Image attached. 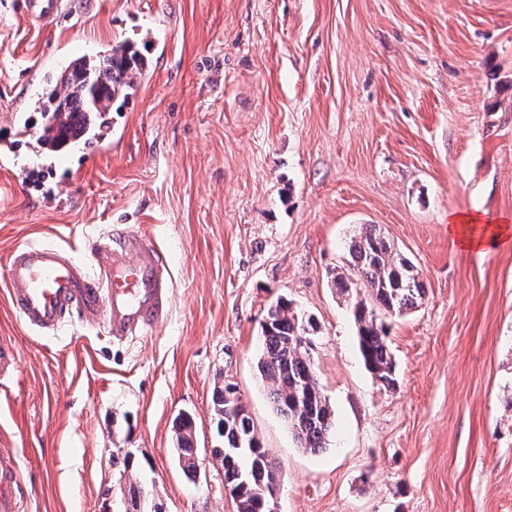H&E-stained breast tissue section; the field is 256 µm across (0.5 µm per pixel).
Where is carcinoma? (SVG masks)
Returning <instances> with one entry per match:
<instances>
[{"mask_svg": "<svg viewBox=\"0 0 512 512\" xmlns=\"http://www.w3.org/2000/svg\"><path fill=\"white\" fill-rule=\"evenodd\" d=\"M148 60L130 41L117 43L104 55L73 59L49 80L35 101L43 126L56 123L58 134L47 142L58 152L78 136L91 142L98 136L97 118L120 111L137 89ZM349 267L334 278L337 293L348 303L357 325L360 354L367 369L384 386L396 384L395 365L380 315H401L422 303L426 287L416 265L398 252L375 224H364L349 246ZM317 324L292 307L289 300L270 306L261 325L258 370L271 385L276 411L288 422L300 447L319 453L334 430V413L317 379L308 350L302 345ZM213 415L222 446L212 450L221 458L224 486L236 501L237 512H268L277 493L279 468L269 458L236 389L214 384ZM178 460L196 474L193 421L174 422Z\"/></svg>", "mask_w": 512, "mask_h": 512, "instance_id": "1", "label": "carcinoma"}]
</instances>
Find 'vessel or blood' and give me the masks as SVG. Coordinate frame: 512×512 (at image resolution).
Segmentation results:
<instances>
[{"label": "vessel or blood", "instance_id": "1", "mask_svg": "<svg viewBox=\"0 0 512 512\" xmlns=\"http://www.w3.org/2000/svg\"><path fill=\"white\" fill-rule=\"evenodd\" d=\"M27 14L54 26L63 0H22ZM18 142L0 143V172L12 180L23 176L15 157ZM95 274L60 247L28 244L12 254L7 297L21 321L40 331L60 327L67 316L105 325L122 340L152 330L162 318L168 295V271L147 238L105 237L95 242ZM21 468L12 449L0 448V512H21Z\"/></svg>", "mask_w": 512, "mask_h": 512}]
</instances>
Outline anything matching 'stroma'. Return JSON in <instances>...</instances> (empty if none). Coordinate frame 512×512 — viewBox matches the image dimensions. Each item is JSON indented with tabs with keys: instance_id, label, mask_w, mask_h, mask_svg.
I'll return each mask as SVG.
<instances>
[{
	"instance_id": "obj_1",
	"label": "stroma",
	"mask_w": 512,
	"mask_h": 512,
	"mask_svg": "<svg viewBox=\"0 0 512 512\" xmlns=\"http://www.w3.org/2000/svg\"><path fill=\"white\" fill-rule=\"evenodd\" d=\"M51 29L0 7V140L21 162L52 69L142 43L151 66L110 148L70 154L46 205L0 181V284L12 252L141 234L169 268L154 330L121 342L69 318L27 328L0 295V448L22 512H237L224 490L215 381L233 385L280 468L278 512H512V238L461 250L450 214L512 225V0H64ZM30 114L18 132L15 113ZM375 224L424 278L386 317L395 389L365 368L332 285ZM286 298L315 317L309 347L336 427L304 451L257 361ZM190 414L196 477L176 453ZM137 481L149 495L132 505Z\"/></svg>"
}]
</instances>
